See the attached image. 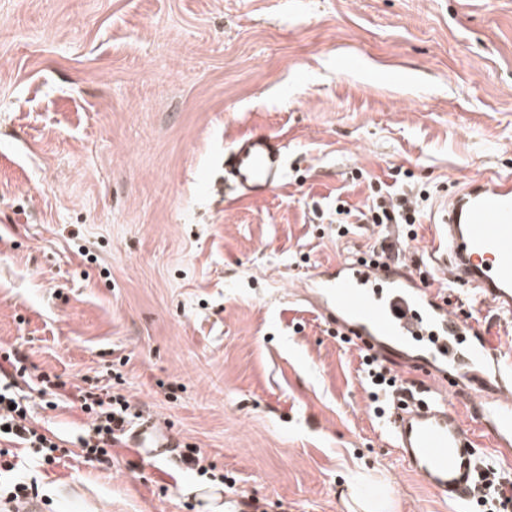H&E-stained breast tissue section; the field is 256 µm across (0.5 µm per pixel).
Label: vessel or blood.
<instances>
[{"label": "vessel or blood", "mask_w": 512, "mask_h": 512, "mask_svg": "<svg viewBox=\"0 0 512 512\" xmlns=\"http://www.w3.org/2000/svg\"><path fill=\"white\" fill-rule=\"evenodd\" d=\"M282 139L241 136L224 153V186L238 198L267 197L286 177ZM433 262L445 281L472 288L478 305L512 321V175L468 176L435 203ZM303 294L327 325L369 354L400 358L421 387L404 390L387 432L408 470L455 503L469 501L478 432L495 453L512 454V345L458 315L446 291L425 285L414 263L365 264L351 257L313 268ZM467 398L466 410L453 402ZM133 448L158 456L174 447L164 425L147 422Z\"/></svg>", "instance_id": "obj_1"}]
</instances>
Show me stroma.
Returning <instances> with one entry per match:
<instances>
[{
    "instance_id": "stroma-1",
    "label": "stroma",
    "mask_w": 512,
    "mask_h": 512,
    "mask_svg": "<svg viewBox=\"0 0 512 512\" xmlns=\"http://www.w3.org/2000/svg\"><path fill=\"white\" fill-rule=\"evenodd\" d=\"M252 131L288 175L238 200L224 152ZM480 171L512 173V0H0V347L177 442L27 462L45 512H355L356 474L391 512H468L406 470L358 347L297 288L377 242L337 237V201ZM34 420L68 443L87 423Z\"/></svg>"
}]
</instances>
